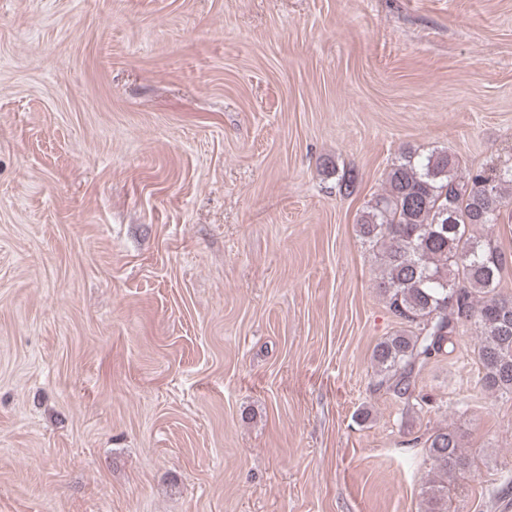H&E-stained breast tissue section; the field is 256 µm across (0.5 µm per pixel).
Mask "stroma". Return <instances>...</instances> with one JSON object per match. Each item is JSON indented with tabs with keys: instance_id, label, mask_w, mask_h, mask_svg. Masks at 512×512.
<instances>
[{
	"instance_id": "35a3bbf8",
	"label": "stroma",
	"mask_w": 512,
	"mask_h": 512,
	"mask_svg": "<svg viewBox=\"0 0 512 512\" xmlns=\"http://www.w3.org/2000/svg\"><path fill=\"white\" fill-rule=\"evenodd\" d=\"M434 149L512 164V0H0V512H423L446 425L512 512L473 329L370 387L356 224Z\"/></svg>"
}]
</instances>
